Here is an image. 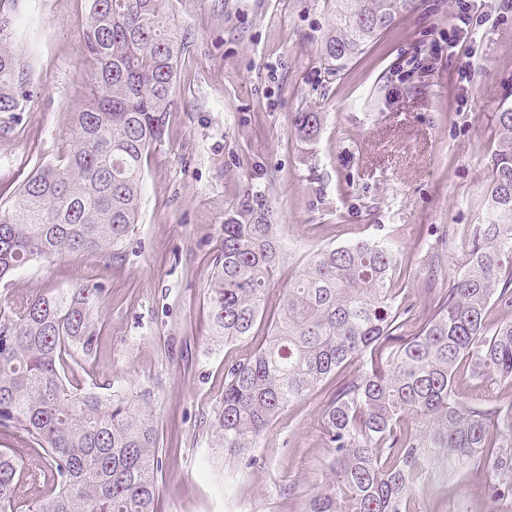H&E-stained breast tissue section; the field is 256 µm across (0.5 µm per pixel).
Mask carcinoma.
<instances>
[{"instance_id":"1","label":"carcinoma","mask_w":512,"mask_h":512,"mask_svg":"<svg viewBox=\"0 0 512 512\" xmlns=\"http://www.w3.org/2000/svg\"><path fill=\"white\" fill-rule=\"evenodd\" d=\"M87 103L74 113L68 155L36 170L0 210V279L33 261L110 253L138 223L142 158L165 134L187 37L165 0H84ZM419 0H336V28L321 55L342 71ZM36 93L26 65L0 43V113ZM321 112H296L308 150ZM486 223L460 239L468 262L430 288L425 316L401 298L396 253L385 240L328 247L279 284L284 255L273 207L249 195L224 214L221 252L207 288L210 336L260 347L224 367V394L207 431L224 461L243 472L288 406L316 393L345 366L321 409L331 476L305 512H412L422 491L468 469L491 504L512 502V400L487 405L457 389L512 386V318L489 328L491 302L512 308V105L496 113ZM448 264V241L430 283ZM279 313L267 319L271 291ZM102 318L99 289L47 288L0 309V512H157L161 474L149 392H101L73 376Z\"/></svg>"}]
</instances>
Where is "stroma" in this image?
Masks as SVG:
<instances>
[{"label":"stroma","mask_w":512,"mask_h":512,"mask_svg":"<svg viewBox=\"0 0 512 512\" xmlns=\"http://www.w3.org/2000/svg\"><path fill=\"white\" fill-rule=\"evenodd\" d=\"M483 6L490 20L469 47L475 75L464 85L448 52L452 0H421L338 76L320 61L335 0H166L188 47L165 135L142 160L138 224L112 253L34 262L0 281V301L74 284L99 289L103 325L77 376L152 393L159 512H304L324 481L321 407L332 380L280 414L257 450L259 467L238 473L208 445L224 366L257 346L209 340L206 290L224 214L244 195H264L289 273L321 248L391 241L405 296L427 310L438 238L485 220L495 116L512 103V12L500 13L498 0ZM0 22L38 87L21 111L0 113L4 210L33 171L69 150L90 66L83 0H15ZM302 110L325 115L308 154L291 129ZM464 501L489 510L474 479L456 474L416 506L455 512Z\"/></svg>","instance_id":"obj_1"}]
</instances>
